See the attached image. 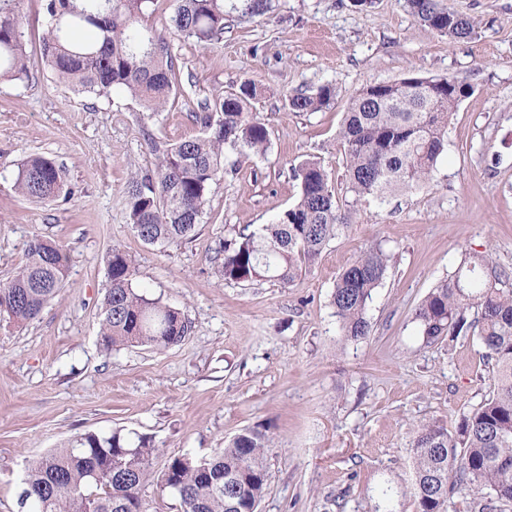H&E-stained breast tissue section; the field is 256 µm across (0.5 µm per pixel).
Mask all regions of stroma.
<instances>
[{"instance_id":"1","label":"stroma","mask_w":512,"mask_h":512,"mask_svg":"<svg viewBox=\"0 0 512 512\" xmlns=\"http://www.w3.org/2000/svg\"><path fill=\"white\" fill-rule=\"evenodd\" d=\"M226 3L223 38L208 48L177 35L171 0L146 15L179 78L161 112L60 83L41 53L44 0L21 4L29 77L0 80V281L24 264L37 235L65 249L68 268L38 318L0 317V512H18L28 461L78 434L152 437L159 470L173 456L211 455L245 428L273 440L258 512H375L382 489L407 484L414 426L454 427L490 391L477 339L423 347L414 312L468 253L492 251L512 288V0H441L478 24L458 43L422 25L405 0H273L271 13L252 17L243 0ZM411 75L458 76L472 87L448 122L430 184L359 204L294 286L224 283V238L275 222L297 198L293 170L304 160L321 159L345 190L339 131L348 103L365 84ZM246 80L259 89L251 107L270 129L269 150L212 184L192 240L142 243L127 222L131 174L199 135V103ZM328 83L331 108L288 109L289 94ZM31 154L65 168L71 198L39 203L15 191ZM376 242L394 259L368 306V339L346 342L331 294L341 270ZM115 245L136 257V288L183 314L182 343L103 349Z\"/></svg>"}]
</instances>
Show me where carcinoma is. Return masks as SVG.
Here are the masks:
<instances>
[{
  "label": "carcinoma",
  "mask_w": 512,
  "mask_h": 512,
  "mask_svg": "<svg viewBox=\"0 0 512 512\" xmlns=\"http://www.w3.org/2000/svg\"><path fill=\"white\" fill-rule=\"evenodd\" d=\"M22 0H0V79L28 77ZM156 0H45L49 29L42 40L47 66L78 94L112 93L161 111L175 95L178 76L169 47L143 19ZM424 25L451 42L476 34L474 19L442 7L439 0H406ZM175 30L206 48L224 34V0H172ZM471 86L457 76L398 81L395 89L363 86L351 100L339 133L352 201L340 205L319 160L294 170L295 203L276 221L255 231L245 226L224 240L217 268L226 283L273 280L293 286L312 269L328 243L352 222L362 200L381 202L412 192L432 179L447 148L448 121ZM256 85L244 82L199 104L202 134L170 146L151 174L127 185L128 220L147 245L179 244L195 236L211 184L224 176V147L241 158L265 153L270 131L250 101ZM331 84L288 96L294 112L329 108ZM15 190L34 202L72 194L64 169L33 154L18 167ZM392 256L374 244L336 277L331 304L345 340L370 335L367 308L385 279ZM67 257L53 240L35 238L26 262L0 282V313L17 323L36 319L64 287ZM135 257L120 246L109 252V288L100 337L107 351L149 346L164 350L188 334L179 310L135 288ZM493 255L466 256L415 310L427 347L477 338L491 366V390L462 413L454 429L436 421L412 431L411 469L403 494L416 512H512V289L501 288ZM270 438L255 429L237 433L211 456L183 454L153 469L159 449L146 436L85 432L67 446L31 461L22 487L27 512H147L142 490L151 484L180 501L182 512H258L269 482Z\"/></svg>",
  "instance_id": "cac0c4a2"
}]
</instances>
